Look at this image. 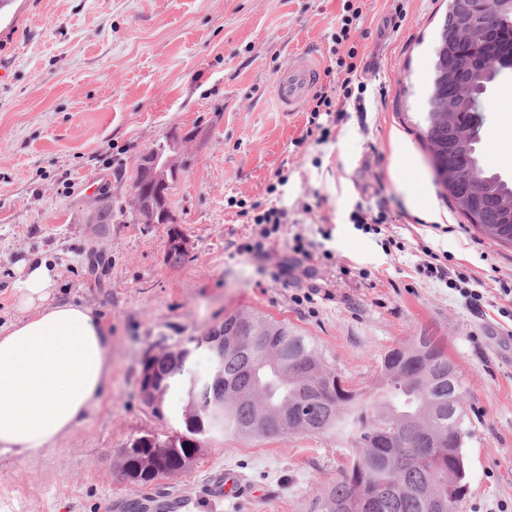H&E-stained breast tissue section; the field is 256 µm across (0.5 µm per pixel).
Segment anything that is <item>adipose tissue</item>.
I'll list each match as a JSON object with an SVG mask.
<instances>
[{"instance_id":"adipose-tissue-1","label":"adipose tissue","mask_w":512,"mask_h":512,"mask_svg":"<svg viewBox=\"0 0 512 512\" xmlns=\"http://www.w3.org/2000/svg\"><path fill=\"white\" fill-rule=\"evenodd\" d=\"M22 317L0 326V463L30 457L80 426L112 379L108 326L55 296L45 261L22 263Z\"/></svg>"}]
</instances>
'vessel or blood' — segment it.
I'll return each mask as SVG.
<instances>
[{
	"label": "vessel or blood",
	"instance_id": "obj_1",
	"mask_svg": "<svg viewBox=\"0 0 512 512\" xmlns=\"http://www.w3.org/2000/svg\"><path fill=\"white\" fill-rule=\"evenodd\" d=\"M322 64L315 54L301 52L292 56L279 72L274 89V102L279 111H299L320 80ZM211 488L227 498L237 497L244 490L241 476L227 469L216 473Z\"/></svg>",
	"mask_w": 512,
	"mask_h": 512
}]
</instances>
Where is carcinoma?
I'll return each mask as SVG.
<instances>
[{"instance_id":"obj_1","label":"carcinoma","mask_w":512,"mask_h":512,"mask_svg":"<svg viewBox=\"0 0 512 512\" xmlns=\"http://www.w3.org/2000/svg\"><path fill=\"white\" fill-rule=\"evenodd\" d=\"M479 0H448L439 33L424 140L438 180L467 223L487 239L512 246V184L487 170L480 153L478 104L504 66L474 70L455 66L460 56L473 58L491 41L512 52V12L498 16L486 32L478 25ZM471 89L468 97L459 88ZM456 176L448 180V169ZM168 234V259L182 263L188 252ZM204 336L232 345L224 350V377L178 384L186 368L173 370L167 358L147 361L152 380L164 388L159 403L147 408L164 418L170 391L185 394L184 427L177 447L158 456L162 439L151 434L121 449L124 472L144 484L150 463L175 471L207 436L284 438L305 433L331 435L352 448L349 466L336 483L313 502L311 512H461L469 493L463 447L467 388L448 355L444 339L427 332L390 349L383 357L374 391L364 396L340 385L325 355L308 336L287 323L253 312L224 315V322ZM266 339L257 347L251 338ZM453 453H448V450Z\"/></svg>"}]
</instances>
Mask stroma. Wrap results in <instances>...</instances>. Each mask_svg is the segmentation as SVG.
<instances>
[{
  "label": "stroma",
  "mask_w": 512,
  "mask_h": 512,
  "mask_svg": "<svg viewBox=\"0 0 512 512\" xmlns=\"http://www.w3.org/2000/svg\"><path fill=\"white\" fill-rule=\"evenodd\" d=\"M346 0H16L12 79L0 83V324L19 314V267L46 261L63 298L89 306L112 333V383L84 423L36 456L0 465L17 512H114L169 492L185 512H311L340 479L348 450L330 436L218 435L195 467L149 486L118 472L138 437L180 429L184 402L157 418L140 399L148 350L199 336L251 311L311 337L353 390L368 392L384 354L422 331L446 337L467 389L463 512L512 501V317L497 289L512 280V246L466 223L438 184L420 138L428 122L438 30L448 0H362L363 58L341 117L278 112L273 90L291 55L329 65ZM483 163L512 181V70L481 103ZM179 149L168 210L189 240L178 265L168 227L134 214L132 181L156 143ZM100 189L87 191L89 180ZM287 222L264 255L237 251L255 231L245 204ZM112 221L94 223L102 206ZM384 207L381 234L357 230V206ZM404 251L384 253L382 235ZM330 259L300 260L295 236ZM448 252L482 281L469 300L416 267L422 245ZM314 293L310 303L298 296ZM230 468L250 490L209 492Z\"/></svg>",
  "instance_id": "obj_1"
}]
</instances>
